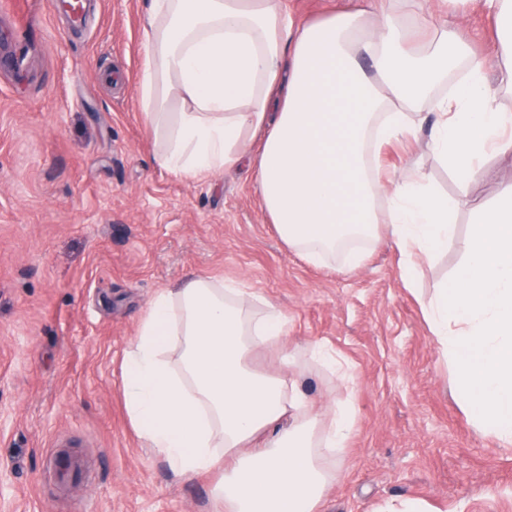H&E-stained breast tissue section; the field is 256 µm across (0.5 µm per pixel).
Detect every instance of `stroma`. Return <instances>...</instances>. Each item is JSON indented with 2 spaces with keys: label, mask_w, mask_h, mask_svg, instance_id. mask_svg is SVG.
I'll return each instance as SVG.
<instances>
[{
  "label": "stroma",
  "mask_w": 512,
  "mask_h": 512,
  "mask_svg": "<svg viewBox=\"0 0 512 512\" xmlns=\"http://www.w3.org/2000/svg\"><path fill=\"white\" fill-rule=\"evenodd\" d=\"M20 2L25 38L0 13V512H215L214 477H177L145 448L121 390L153 296L196 273L245 282L287 313L282 347L316 396L342 391L308 345L354 370L358 419L319 512L404 498L512 512V446L476 432L453 399L420 306L461 263L473 220L423 142L385 152L398 168L421 159L453 206L454 236L415 290L384 246L352 270L310 264L279 240L253 171L187 181L155 163L138 108L145 0H87L83 28L51 23L48 0ZM279 348L250 365L286 373ZM61 449L87 480L53 477Z\"/></svg>",
  "instance_id": "obj_1"
}]
</instances>
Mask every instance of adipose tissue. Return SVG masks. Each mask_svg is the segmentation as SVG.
<instances>
[{
    "label": "adipose tissue",
    "mask_w": 512,
    "mask_h": 512,
    "mask_svg": "<svg viewBox=\"0 0 512 512\" xmlns=\"http://www.w3.org/2000/svg\"><path fill=\"white\" fill-rule=\"evenodd\" d=\"M431 3L422 40L421 0L310 22L282 0H149L138 100L156 163L184 180L249 166L290 251L352 269L385 242L414 287L454 234L452 208L421 166L388 167L385 150L428 130L464 192L489 158L512 155V0ZM466 12L495 33L478 55L448 25ZM287 333L286 314L239 282L195 275L154 295L125 354L139 438L177 476L221 471L211 496L224 512H318L356 426L352 397L319 407L294 353L284 375L251 367Z\"/></svg>",
    "instance_id": "ef3b65f1"
}]
</instances>
